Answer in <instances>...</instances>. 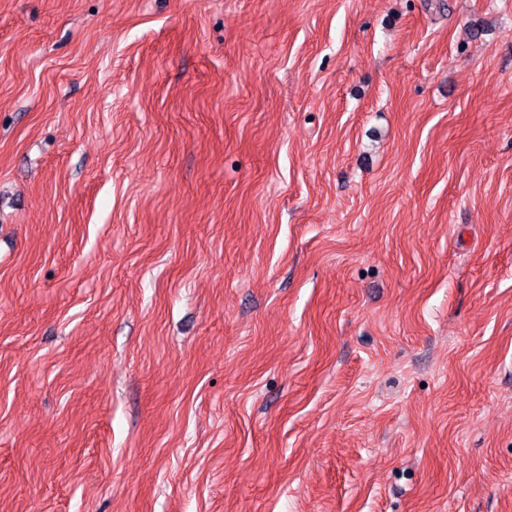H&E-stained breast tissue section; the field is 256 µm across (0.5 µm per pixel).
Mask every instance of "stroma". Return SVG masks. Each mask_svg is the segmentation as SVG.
Here are the masks:
<instances>
[{"mask_svg": "<svg viewBox=\"0 0 512 512\" xmlns=\"http://www.w3.org/2000/svg\"><path fill=\"white\" fill-rule=\"evenodd\" d=\"M0 512H512V0H0Z\"/></svg>", "mask_w": 512, "mask_h": 512, "instance_id": "35a3bbf8", "label": "stroma"}]
</instances>
